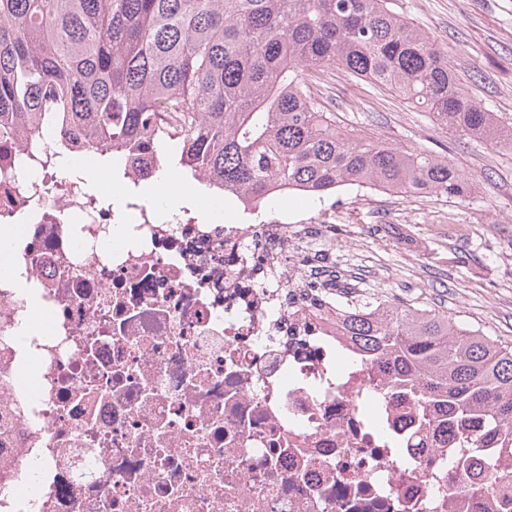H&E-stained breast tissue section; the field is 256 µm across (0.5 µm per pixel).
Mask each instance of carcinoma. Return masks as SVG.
<instances>
[{
    "label": "carcinoma",
    "instance_id": "1",
    "mask_svg": "<svg viewBox=\"0 0 512 512\" xmlns=\"http://www.w3.org/2000/svg\"><path fill=\"white\" fill-rule=\"evenodd\" d=\"M395 91L440 124L512 150V126L456 82L431 35L391 0H0V129L42 114L123 152L204 171L266 204L343 186L466 198L446 157L337 127L313 86L326 70ZM304 306L336 311L353 356L444 412L464 448L512 454V346L445 312L384 299L337 310L336 275Z\"/></svg>",
    "mask_w": 512,
    "mask_h": 512
}]
</instances>
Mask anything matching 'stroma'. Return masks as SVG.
<instances>
[{
  "mask_svg": "<svg viewBox=\"0 0 512 512\" xmlns=\"http://www.w3.org/2000/svg\"><path fill=\"white\" fill-rule=\"evenodd\" d=\"M394 8L430 32L472 99L512 122V0H394ZM318 89L341 125L448 156L470 179L472 196L406 198L357 186L317 202L280 196L278 207L297 218L288 234L306 248L300 284L333 270L350 303L397 298L512 343V151L456 134L398 94L340 70L323 74ZM452 224L478 230L454 237Z\"/></svg>",
  "mask_w": 512,
  "mask_h": 512,
  "instance_id": "stroma-1",
  "label": "stroma"
}]
</instances>
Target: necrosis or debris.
<instances>
[{
    "label": "necrosis or debris",
    "instance_id": "4bbe7bcc",
    "mask_svg": "<svg viewBox=\"0 0 512 512\" xmlns=\"http://www.w3.org/2000/svg\"><path fill=\"white\" fill-rule=\"evenodd\" d=\"M54 126L0 133V406L19 431L0 512H503L512 457L453 432L290 310L287 212L162 217L144 154ZM272 244L253 246L256 226Z\"/></svg>",
    "mask_w": 512,
    "mask_h": 512
}]
</instances>
